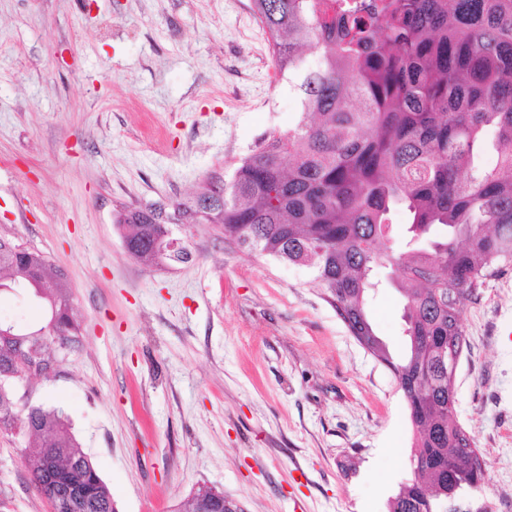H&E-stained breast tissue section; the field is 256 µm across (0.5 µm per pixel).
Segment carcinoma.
Masks as SVG:
<instances>
[{"label":"carcinoma","mask_w":512,"mask_h":512,"mask_svg":"<svg viewBox=\"0 0 512 512\" xmlns=\"http://www.w3.org/2000/svg\"><path fill=\"white\" fill-rule=\"evenodd\" d=\"M272 60L301 97L288 132L264 138L222 194L198 214L126 207L130 254L151 265L160 225L218 224L224 236L291 264H307L358 343L393 372L415 442L417 474L389 512H448V488H478L485 464L461 458L474 438L455 419L448 337L462 336L465 302L512 266V0H252ZM309 51L317 53L311 66ZM406 216L410 239L388 232ZM38 251L0 235V285L35 294L54 324L27 345L0 341V433L31 439L30 482L50 512H116L112 492L64 413L29 403L23 383L48 378L80 342L67 278L47 273ZM397 273L406 350L394 358L367 301L373 271Z\"/></svg>","instance_id":"obj_1"}]
</instances>
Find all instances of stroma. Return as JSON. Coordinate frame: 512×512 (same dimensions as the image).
<instances>
[{"mask_svg": "<svg viewBox=\"0 0 512 512\" xmlns=\"http://www.w3.org/2000/svg\"><path fill=\"white\" fill-rule=\"evenodd\" d=\"M252 0H0V233L72 285L81 343L29 381L62 410L117 512H176L198 487L243 512H388L412 478V431L393 373L350 334L313 273L177 224L186 264L143 265L113 222L167 211L258 141L292 128ZM369 312L393 354L402 304ZM45 308L0 294V320ZM455 415L486 463L463 512H512V267L462 311ZM27 443L0 434V512H50Z\"/></svg>", "mask_w": 512, "mask_h": 512, "instance_id": "obj_1", "label": "stroma"}]
</instances>
